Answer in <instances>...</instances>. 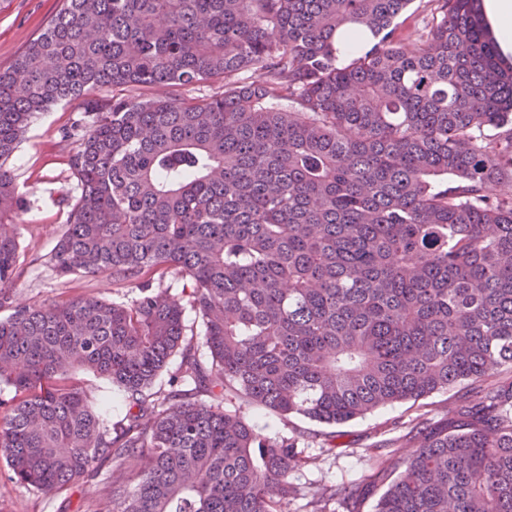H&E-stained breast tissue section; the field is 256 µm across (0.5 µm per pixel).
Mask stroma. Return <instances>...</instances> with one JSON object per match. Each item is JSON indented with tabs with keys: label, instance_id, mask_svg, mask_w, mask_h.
<instances>
[{
	"label": "stroma",
	"instance_id": "obj_1",
	"mask_svg": "<svg viewBox=\"0 0 512 512\" xmlns=\"http://www.w3.org/2000/svg\"><path fill=\"white\" fill-rule=\"evenodd\" d=\"M61 0H0V71L9 69L27 43L60 9ZM80 116L79 101L55 106L41 114L29 127L9 161L15 183L29 201L20 216V266L13 283V295L21 304H49L82 296L108 302H131L140 290L137 281L117 286L110 275L79 278L59 275L45 257L63 233L67 219V198L77 192V180L69 157L74 144L61 136ZM162 287L183 302L184 342L191 346L203 367H210L211 355L204 343L201 320L186 305L184 290L188 277L167 273ZM87 395L98 407L105 425L118 426L128 412L124 394L103 376L81 372ZM478 385L468 382L413 402L380 408L364 417L341 425L342 446L336 452L323 451L327 426L301 416L281 418L263 408L235 399L229 409L238 411L262 435L294 441L305 458L304 467L292 472L295 492L284 504V512H312L308 490L318 485H348L361 489L357 512H374L386 484L375 473L381 461L395 469L418 448L413 427L434 430L447 426L453 410L475 397ZM125 472L111 462L96 464L89 475L71 489L44 494L19 488L7 478V466L0 459V512H119L121 505L112 496L113 484L123 482Z\"/></svg>",
	"mask_w": 512,
	"mask_h": 512
}]
</instances>
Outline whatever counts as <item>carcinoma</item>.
Instances as JSON below:
<instances>
[{"label": "carcinoma", "mask_w": 512, "mask_h": 512, "mask_svg": "<svg viewBox=\"0 0 512 512\" xmlns=\"http://www.w3.org/2000/svg\"><path fill=\"white\" fill-rule=\"evenodd\" d=\"M62 0L0 71V458L26 490H67L108 459L121 512H283L294 444L225 401L340 425L512 368V66L478 0ZM364 47L338 59L336 33ZM223 84L203 98L147 87ZM122 87L105 105L90 91ZM87 100L78 194L48 254L62 276L142 279L130 303L17 305L8 161L36 115ZM502 184L490 196L486 186ZM177 271L204 327L153 276ZM194 384L149 392L170 358ZM126 393L118 429L75 379ZM512 389L483 388L421 444L375 512H512ZM424 2L414 0L398 19V22L406 21L401 25L402 37L406 48L412 49L417 38L415 30H422L423 27L431 20V15L427 11H423ZM153 285L157 286L161 282L162 288H168V293L174 299L180 301L183 307V324H184V345L192 347V351L195 353L196 358L201 362L202 366L206 370H210L211 367V355L204 344V336L202 335L201 320L198 314L187 302V297L190 288V281L188 277L182 276L177 273L169 272L164 277L158 280V275H155ZM185 287L186 293H182V289Z\"/></svg>", "instance_id": "1"}]
</instances>
